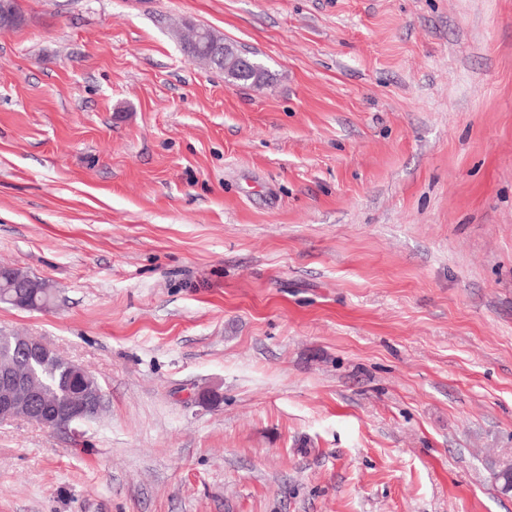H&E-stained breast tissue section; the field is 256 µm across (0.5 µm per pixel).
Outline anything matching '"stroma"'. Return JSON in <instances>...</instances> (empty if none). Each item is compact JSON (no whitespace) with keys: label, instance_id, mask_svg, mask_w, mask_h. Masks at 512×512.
<instances>
[{"label":"stroma","instance_id":"35a3bbf8","mask_svg":"<svg viewBox=\"0 0 512 512\" xmlns=\"http://www.w3.org/2000/svg\"><path fill=\"white\" fill-rule=\"evenodd\" d=\"M18 4L0 333L103 408L0 423V512H512V0Z\"/></svg>","mask_w":512,"mask_h":512}]
</instances>
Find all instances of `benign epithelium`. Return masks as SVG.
<instances>
[{
    "instance_id": "7a95c632",
    "label": "benign epithelium",
    "mask_w": 512,
    "mask_h": 512,
    "mask_svg": "<svg viewBox=\"0 0 512 512\" xmlns=\"http://www.w3.org/2000/svg\"><path fill=\"white\" fill-rule=\"evenodd\" d=\"M20 23V15L10 0H0V30ZM18 352L27 354L35 362L65 363L75 376L73 394L64 411L57 409V398L37 384L33 377L20 372L10 359L0 364V422L24 420L44 428L71 427L87 418L92 410H101L103 392L95 378L82 367L62 356L43 341L26 336L14 340Z\"/></svg>"
}]
</instances>
